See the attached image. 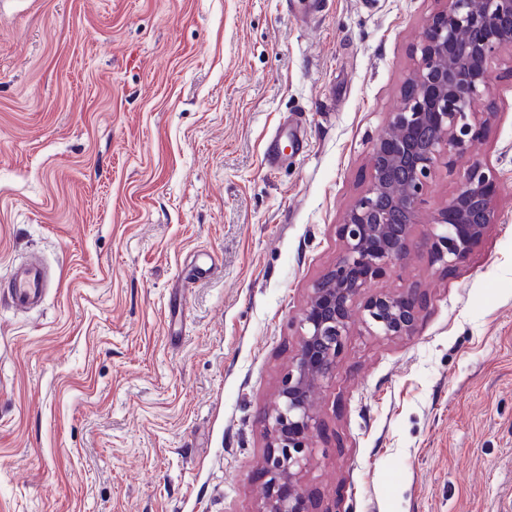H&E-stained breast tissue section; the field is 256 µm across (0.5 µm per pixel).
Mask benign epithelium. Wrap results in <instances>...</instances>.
<instances>
[{
    "label": "benign epithelium",
    "instance_id": "7a95c632",
    "mask_svg": "<svg viewBox=\"0 0 512 512\" xmlns=\"http://www.w3.org/2000/svg\"><path fill=\"white\" fill-rule=\"evenodd\" d=\"M422 25L418 63L406 78L400 105L389 113L372 145L369 185L339 225L341 256L317 279L300 317V333L265 416L267 452L258 472L265 488L263 512H317L299 482L311 458L310 439L320 429L313 394L336 373L355 312L373 333H414L424 296L409 286L367 293L391 273L414 245L429 181L437 166L463 170L455 193L428 231L432 265L462 263L488 225L495 223L493 183L472 144L493 116L479 111L501 50L512 49V0H438ZM478 41L462 46L471 32Z\"/></svg>",
    "mask_w": 512,
    "mask_h": 512
}]
</instances>
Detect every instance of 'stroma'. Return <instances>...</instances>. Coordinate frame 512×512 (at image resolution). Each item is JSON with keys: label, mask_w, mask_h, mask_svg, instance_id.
Wrapping results in <instances>:
<instances>
[{"label": "stroma", "mask_w": 512, "mask_h": 512, "mask_svg": "<svg viewBox=\"0 0 512 512\" xmlns=\"http://www.w3.org/2000/svg\"><path fill=\"white\" fill-rule=\"evenodd\" d=\"M0 0V512H261L264 413L435 0ZM497 221L424 244L414 335L355 328L300 480L329 512H512V50ZM280 139L267 165L266 140ZM56 272L15 312L13 263Z\"/></svg>", "instance_id": "1"}]
</instances>
